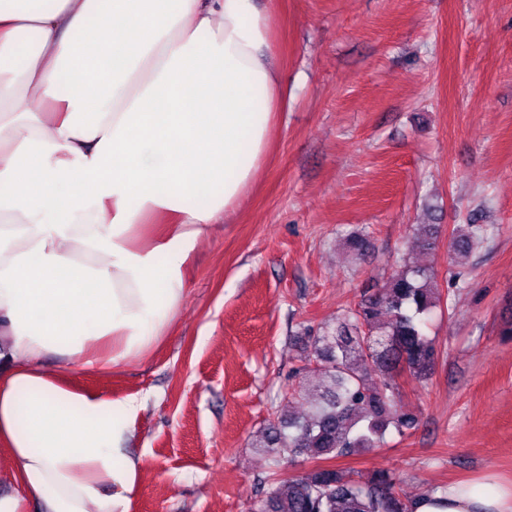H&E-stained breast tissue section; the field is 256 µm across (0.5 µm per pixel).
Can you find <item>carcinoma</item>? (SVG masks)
I'll list each match as a JSON object with an SVG mask.
<instances>
[{
    "mask_svg": "<svg viewBox=\"0 0 512 512\" xmlns=\"http://www.w3.org/2000/svg\"><path fill=\"white\" fill-rule=\"evenodd\" d=\"M484 236L481 224L460 225L452 235V251L467 254ZM347 244L361 255L371 242L356 232ZM452 308L434 271L402 257L357 307L320 328L312 337V357L300 371L321 379L305 389V414L287 416L278 407L271 413L263 440L256 444L273 451L271 471L261 481L268 491L249 512H415L416 503L399 496L387 472L360 479L334 468L296 477L280 472L308 450L330 460L380 447L391 429L401 436L416 429V416L399 405L396 377L407 369L420 382L430 378L441 350L425 327L436 311Z\"/></svg>",
    "mask_w": 512,
    "mask_h": 512,
    "instance_id": "obj_1",
    "label": "carcinoma"
}]
</instances>
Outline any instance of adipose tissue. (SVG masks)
Returning a JSON list of instances; mask_svg holds the SVG:
<instances>
[{"mask_svg": "<svg viewBox=\"0 0 512 512\" xmlns=\"http://www.w3.org/2000/svg\"><path fill=\"white\" fill-rule=\"evenodd\" d=\"M285 107L256 0H0V512H129L142 397L77 391L172 327ZM417 512H512V486Z\"/></svg>", "mask_w": 512, "mask_h": 512, "instance_id": "ef3b65f1", "label": "adipose tissue"}]
</instances>
